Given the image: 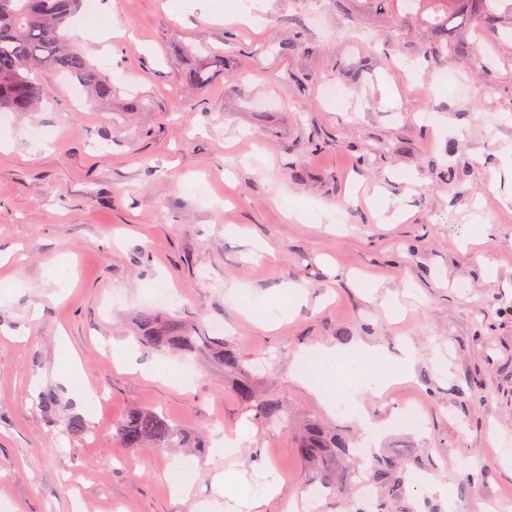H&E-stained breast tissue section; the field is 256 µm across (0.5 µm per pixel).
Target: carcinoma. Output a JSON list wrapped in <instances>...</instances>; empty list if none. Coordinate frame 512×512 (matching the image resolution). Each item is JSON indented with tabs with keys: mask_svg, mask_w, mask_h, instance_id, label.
<instances>
[{
	"mask_svg": "<svg viewBox=\"0 0 512 512\" xmlns=\"http://www.w3.org/2000/svg\"><path fill=\"white\" fill-rule=\"evenodd\" d=\"M434 20L443 33L454 21L476 29L512 28V2L508 0H434ZM80 0H0V112H29L42 99L40 84L32 78L41 66L78 79L97 97H112V82L86 58L77 39L69 34L70 21ZM143 347L188 358L201 352L235 380L238 401L265 424L284 419V404L259 394L251 381V368L224 346V340L196 336L182 324L162 322L146 311L142 314ZM113 437L124 448H181L190 443L186 432L173 421L148 409H131L114 425ZM350 448V440L319 421H307L294 443V452L312 468L322 485L348 482V473L337 467V459ZM403 466L393 458H376L370 480L389 486V496L400 498L404 486Z\"/></svg>",
	"mask_w": 512,
	"mask_h": 512,
	"instance_id": "obj_1",
	"label": "carcinoma"
}]
</instances>
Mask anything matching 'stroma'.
Returning <instances> with one entry per match:
<instances>
[{
    "mask_svg": "<svg viewBox=\"0 0 512 512\" xmlns=\"http://www.w3.org/2000/svg\"><path fill=\"white\" fill-rule=\"evenodd\" d=\"M238 4L79 9L73 27L107 34L83 46L111 98L45 71L42 105L0 127V512H208L214 475L254 486L271 472L283 487L262 510L286 512L316 480L293 451L312 417L371 446L344 469L405 462L411 512H512V32L461 28L446 38L470 53L437 54L428 2L253 0L245 22ZM298 205L321 220H290ZM62 255L64 282L50 274ZM238 291L290 304L288 321L264 331ZM151 309L200 336L223 325L245 364L264 357L254 386L285 402L287 425L252 421L205 356L188 385L143 376L162 355L142 347L117 369L113 347ZM361 345L414 353L407 381L365 396V427L298 375L313 349ZM410 401L420 422L402 416ZM132 408L163 412L192 447H121L112 424ZM74 414L89 435L66 431ZM243 424L234 455L213 453ZM466 466L482 480H462ZM383 500L343 485L321 512Z\"/></svg>",
    "mask_w": 512,
    "mask_h": 512,
    "instance_id": "stroma-1",
    "label": "stroma"
}]
</instances>
